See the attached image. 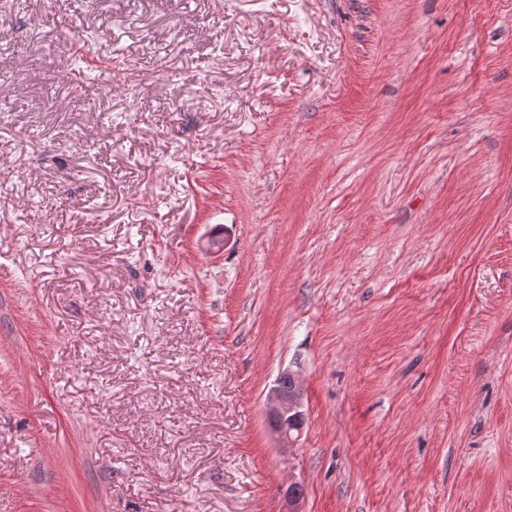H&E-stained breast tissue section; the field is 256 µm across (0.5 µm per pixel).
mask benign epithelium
<instances>
[{"mask_svg": "<svg viewBox=\"0 0 512 512\" xmlns=\"http://www.w3.org/2000/svg\"><path fill=\"white\" fill-rule=\"evenodd\" d=\"M303 411V389L299 374L291 369L280 372L267 396L266 419L277 435L282 447L295 444L303 429H294L290 424L301 418Z\"/></svg>", "mask_w": 512, "mask_h": 512, "instance_id": "1", "label": "benign epithelium"}]
</instances>
